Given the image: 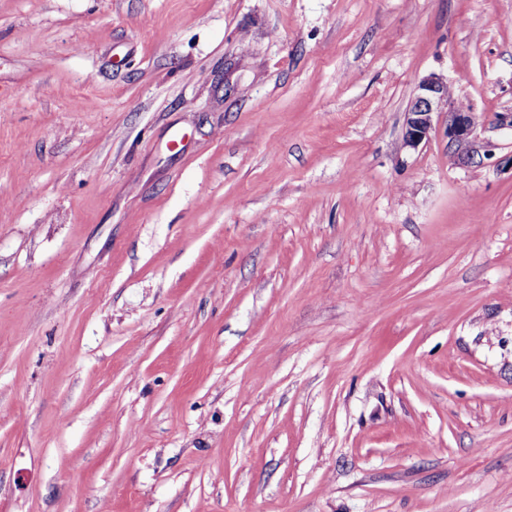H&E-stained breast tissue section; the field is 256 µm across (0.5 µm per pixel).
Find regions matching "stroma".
Listing matches in <instances>:
<instances>
[{"label": "stroma", "instance_id": "obj_1", "mask_svg": "<svg viewBox=\"0 0 512 512\" xmlns=\"http://www.w3.org/2000/svg\"><path fill=\"white\" fill-rule=\"evenodd\" d=\"M505 112L512 0H0V512H512ZM442 113L448 114V147L453 148L452 157L458 160L484 124L477 112L454 101L451 84L440 77L430 76L417 85L408 110L405 145L415 149L428 141L435 130V117Z\"/></svg>", "mask_w": 512, "mask_h": 512}]
</instances>
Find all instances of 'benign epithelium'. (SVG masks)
<instances>
[{"instance_id":"7a95c632","label":"benign epithelium","mask_w":512,"mask_h":512,"mask_svg":"<svg viewBox=\"0 0 512 512\" xmlns=\"http://www.w3.org/2000/svg\"><path fill=\"white\" fill-rule=\"evenodd\" d=\"M448 115V147L455 159L467 150L483 127L478 113L454 101L451 84L440 77L430 76L419 82L408 110L405 145L416 149L429 140L435 130V117Z\"/></svg>"}]
</instances>
